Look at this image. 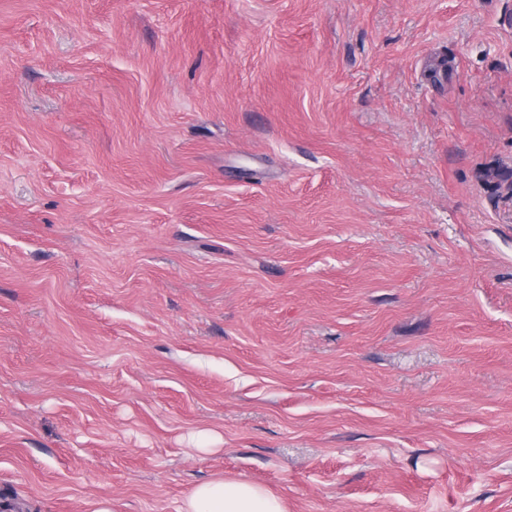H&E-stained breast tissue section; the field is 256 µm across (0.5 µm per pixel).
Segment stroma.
<instances>
[{
  "mask_svg": "<svg viewBox=\"0 0 512 512\" xmlns=\"http://www.w3.org/2000/svg\"><path fill=\"white\" fill-rule=\"evenodd\" d=\"M508 175L512 0H0V512H512ZM176 512H287V507L263 485L217 477L193 487Z\"/></svg>",
  "mask_w": 512,
  "mask_h": 512,
  "instance_id": "1",
  "label": "stroma"
}]
</instances>
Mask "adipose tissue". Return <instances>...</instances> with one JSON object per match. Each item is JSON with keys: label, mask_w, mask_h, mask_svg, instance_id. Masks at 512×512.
Listing matches in <instances>:
<instances>
[{"label": "adipose tissue", "mask_w": 512, "mask_h": 512, "mask_svg": "<svg viewBox=\"0 0 512 512\" xmlns=\"http://www.w3.org/2000/svg\"><path fill=\"white\" fill-rule=\"evenodd\" d=\"M176 512H287V507L263 485L217 477L193 487Z\"/></svg>", "instance_id": "obj_1"}]
</instances>
